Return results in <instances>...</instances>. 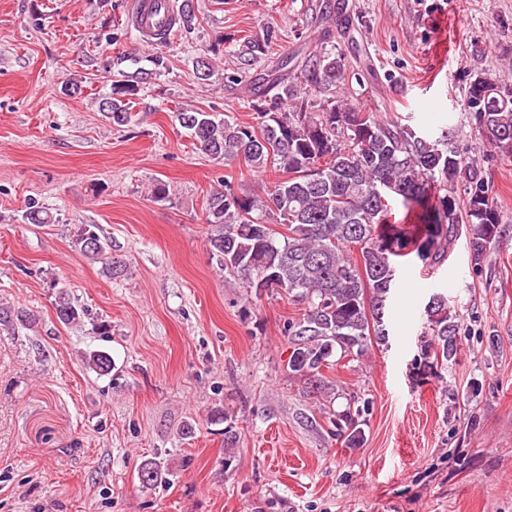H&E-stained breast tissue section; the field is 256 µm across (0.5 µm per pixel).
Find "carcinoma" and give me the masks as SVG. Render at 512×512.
<instances>
[{"label":"carcinoma","mask_w":512,"mask_h":512,"mask_svg":"<svg viewBox=\"0 0 512 512\" xmlns=\"http://www.w3.org/2000/svg\"><path fill=\"white\" fill-rule=\"evenodd\" d=\"M177 11L182 28L195 26L194 0H182ZM151 62L157 71L164 57L157 54ZM152 71L118 70L110 93L100 102V111L112 124L132 121L134 100ZM485 82L493 79L478 74L469 83L464 111L479 139L512 153V87H499L495 99L479 104L476 92ZM278 87L280 92L270 94ZM336 87L345 88L341 60L316 54L294 81L253 85L250 122L191 108L176 112L179 125L204 154L228 165L242 162L248 171L265 177L261 194H239L226 181L224 189L209 196L205 223L212 227L210 252L224 274L243 281L255 294H284L300 306L299 316L284 324L283 335L291 344L288 372L310 393L326 399L338 389L324 369L338 364V357H359L372 343L386 342L385 319L397 266L443 263L462 224L476 266L506 236L481 164L457 145L455 130L444 129L434 138L369 112L347 95L323 105L308 98L313 88ZM460 178L465 193L459 201L448 193V185ZM397 204L412 220L392 219ZM22 218L29 224L55 221L34 199ZM73 245L84 255L106 260L107 274L123 273V265L108 255L110 244L97 225H82ZM55 313L66 325H78L88 316L62 290ZM424 316L421 365L443 368L457 352L458 324L448 296L430 295ZM35 320L24 308L0 307V323ZM85 364L100 375L112 372V356L104 351L87 354ZM369 408V400H355L331 413L330 435L347 448L361 447ZM209 421L227 423V468L237 442L235 426L220 407L210 411ZM138 477L143 486L157 488L171 484L175 472L148 459Z\"/></svg>","instance_id":"cac0c4a2"}]
</instances>
